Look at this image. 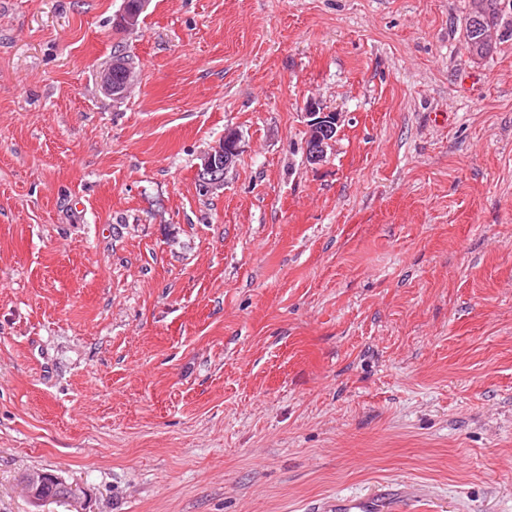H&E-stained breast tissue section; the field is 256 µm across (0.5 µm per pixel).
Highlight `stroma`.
<instances>
[{"label": "stroma", "mask_w": 512, "mask_h": 512, "mask_svg": "<svg viewBox=\"0 0 512 512\" xmlns=\"http://www.w3.org/2000/svg\"><path fill=\"white\" fill-rule=\"evenodd\" d=\"M470 4L0 0V512L37 469L85 512H512V36L471 57ZM100 84L104 92L112 95V98L124 96L128 78H126L124 65L120 60H114L109 67L102 70ZM303 114L306 119L308 139L310 140L307 148L308 157L312 162L322 161L326 154V148L335 138L326 139L323 138V134L329 130L336 131V127L341 121V114L337 112H323L315 102H308L306 112ZM239 153V134L232 129L225 131L224 139L201 158L199 175L206 183V188L218 186L224 181ZM406 501L405 495L401 493L394 501L387 502L386 499L379 498L378 495H349L336 496L323 500L316 512H381L384 508H390L394 511L405 512L402 503Z\"/></svg>", "instance_id": "35a3bbf8"}]
</instances>
